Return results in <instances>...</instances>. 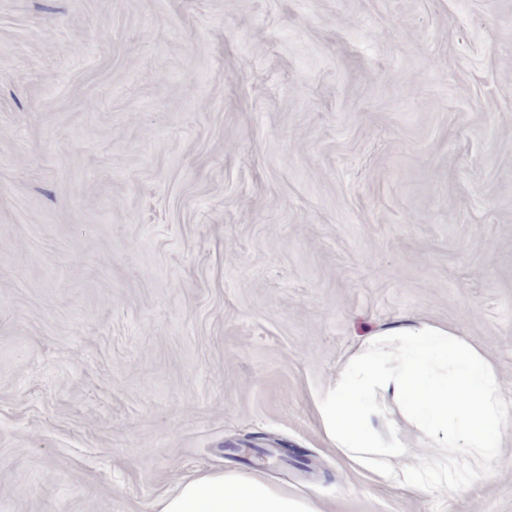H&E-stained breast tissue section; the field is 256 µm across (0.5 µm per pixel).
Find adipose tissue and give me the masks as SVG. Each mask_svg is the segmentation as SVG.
Masks as SVG:
<instances>
[{"instance_id":"obj_1","label":"adipose tissue","mask_w":512,"mask_h":512,"mask_svg":"<svg viewBox=\"0 0 512 512\" xmlns=\"http://www.w3.org/2000/svg\"><path fill=\"white\" fill-rule=\"evenodd\" d=\"M321 427L354 468L421 491L453 494L463 475L478 476L500 455L512 430L488 359L457 333L406 321L369 337L316 400ZM411 422L427 455L408 453L391 425ZM156 512H322L316 502L269 482L261 472L197 471Z\"/></svg>"}]
</instances>
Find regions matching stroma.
<instances>
[{
	"label": "stroma",
	"instance_id": "obj_1",
	"mask_svg": "<svg viewBox=\"0 0 512 512\" xmlns=\"http://www.w3.org/2000/svg\"><path fill=\"white\" fill-rule=\"evenodd\" d=\"M413 319L512 399V0H0V512L224 469L512 512V434L451 497L325 436L318 394Z\"/></svg>",
	"mask_w": 512,
	"mask_h": 512
}]
</instances>
